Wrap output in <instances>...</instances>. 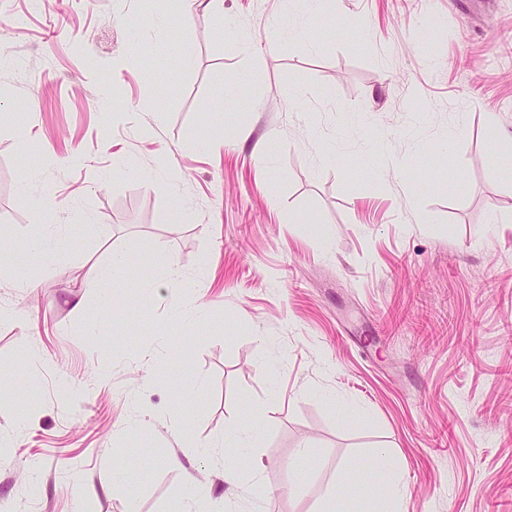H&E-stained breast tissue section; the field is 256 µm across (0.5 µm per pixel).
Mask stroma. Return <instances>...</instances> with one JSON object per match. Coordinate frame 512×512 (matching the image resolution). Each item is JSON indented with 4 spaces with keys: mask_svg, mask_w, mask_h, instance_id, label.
I'll return each mask as SVG.
<instances>
[{
    "mask_svg": "<svg viewBox=\"0 0 512 512\" xmlns=\"http://www.w3.org/2000/svg\"><path fill=\"white\" fill-rule=\"evenodd\" d=\"M223 7L249 53L180 2L161 23L154 0H0V228L21 270L0 283V368L26 383L0 387V512H168L190 482L224 512H316L369 490L379 448L401 512H512V183L492 155L512 0H334L291 41L281 0ZM161 155L168 178L145 179ZM123 160L140 177L111 176ZM46 190L57 236L97 227L54 264L27 247ZM115 252L126 277L89 281ZM198 307L184 340L174 312ZM247 402L267 418L231 485L213 444ZM310 460L311 452L309 448H299L297 456L289 460L288 471L290 472L295 485L307 484L312 472V468L309 463Z\"/></svg>",
    "mask_w": 512,
    "mask_h": 512,
    "instance_id": "35a3bbf8",
    "label": "stroma"
}]
</instances>
